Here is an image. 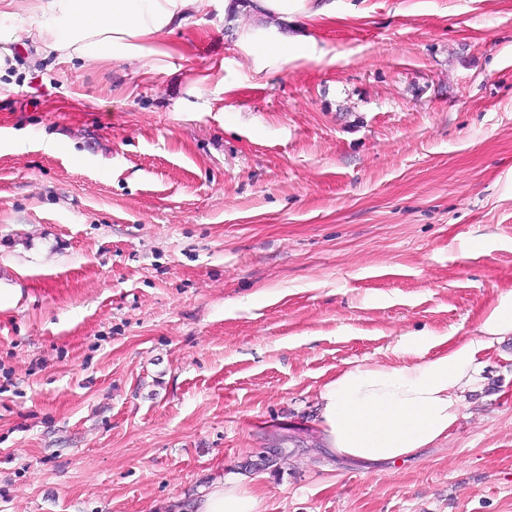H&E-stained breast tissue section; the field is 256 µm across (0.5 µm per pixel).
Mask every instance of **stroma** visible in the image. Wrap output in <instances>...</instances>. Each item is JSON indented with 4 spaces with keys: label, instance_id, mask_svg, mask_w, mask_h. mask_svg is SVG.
I'll list each match as a JSON object with an SVG mask.
<instances>
[{
    "label": "stroma",
    "instance_id": "stroma-1",
    "mask_svg": "<svg viewBox=\"0 0 512 512\" xmlns=\"http://www.w3.org/2000/svg\"><path fill=\"white\" fill-rule=\"evenodd\" d=\"M336 12L262 78L224 0L151 77L0 72V512H168L223 472L258 512H512V334L439 447L314 446L338 370L512 294V0Z\"/></svg>",
    "mask_w": 512,
    "mask_h": 512
}]
</instances>
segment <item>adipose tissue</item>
<instances>
[{"label": "adipose tissue", "mask_w": 512, "mask_h": 512, "mask_svg": "<svg viewBox=\"0 0 512 512\" xmlns=\"http://www.w3.org/2000/svg\"><path fill=\"white\" fill-rule=\"evenodd\" d=\"M210 0H36L45 25L30 31L29 65L66 57L90 64L119 59L146 74L175 54L166 38L199 25ZM229 16L248 15L236 42L266 75L311 57L309 25L336 19V0H224ZM512 332V296L484 317L477 337L441 347L439 339L405 336L397 364H356L318 392L320 434L327 451L365 466L400 464L448 438L464 408V395L482 380L479 355ZM246 478L212 481L173 512H257Z\"/></svg>", "instance_id": "ef3b65f1"}]
</instances>
